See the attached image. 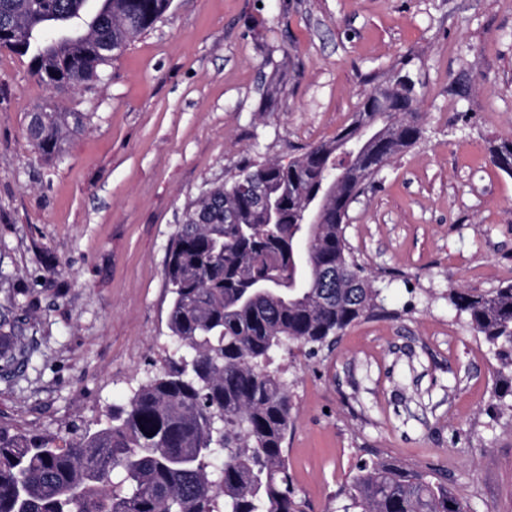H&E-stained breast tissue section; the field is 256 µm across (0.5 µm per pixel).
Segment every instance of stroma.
Here are the masks:
<instances>
[{"mask_svg": "<svg viewBox=\"0 0 512 512\" xmlns=\"http://www.w3.org/2000/svg\"><path fill=\"white\" fill-rule=\"evenodd\" d=\"M407 65L423 135L349 210L386 316L348 326L293 380L288 462L308 512H343L358 459L437 471L466 512H512L498 363L448 291L512 281V0H171L99 79L40 85L0 48V312L30 366L0 378V425L93 426L170 343L164 269L186 206L247 160L331 140ZM86 116L56 155L28 113Z\"/></svg>", "mask_w": 512, "mask_h": 512, "instance_id": "1", "label": "stroma"}]
</instances>
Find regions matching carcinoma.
Masks as SVG:
<instances>
[{"label":"carcinoma","mask_w":512,"mask_h":512,"mask_svg":"<svg viewBox=\"0 0 512 512\" xmlns=\"http://www.w3.org/2000/svg\"><path fill=\"white\" fill-rule=\"evenodd\" d=\"M170 0H0V47L32 53L47 87L87 83L151 28ZM392 101L382 138L355 123L284 164L247 162L186 209L168 248L173 349L99 428L67 438L0 426V512H306L284 444L294 409L275 354L313 358L358 319L385 314L345 236L349 209L397 154L422 137L416 82L401 66L369 92ZM84 127L80 112H32L27 133L53 154ZM512 176V141L490 149ZM275 196L270 224L251 189ZM332 270L334 281L325 280ZM483 336L512 389V282L489 293L448 290ZM0 316V372L29 361ZM153 436H148V433ZM341 490L345 512H465L435 472L375 456Z\"/></svg>","instance_id":"1"}]
</instances>
